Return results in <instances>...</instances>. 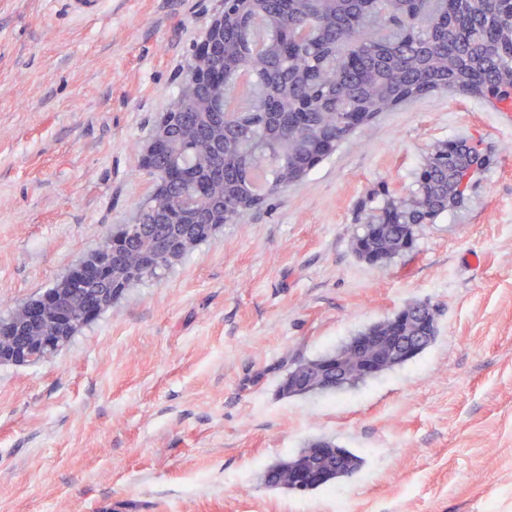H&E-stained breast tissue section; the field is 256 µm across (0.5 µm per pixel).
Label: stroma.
Returning a JSON list of instances; mask_svg holds the SVG:
<instances>
[{"instance_id": "obj_1", "label": "stroma", "mask_w": 512, "mask_h": 512, "mask_svg": "<svg viewBox=\"0 0 512 512\" xmlns=\"http://www.w3.org/2000/svg\"><path fill=\"white\" fill-rule=\"evenodd\" d=\"M224 0H105L57 21L0 0V317L130 223L143 149ZM478 138L465 205L379 267L376 194ZM413 302L435 342L356 388L281 397L290 361ZM316 439L363 459L307 492L264 474ZM512 512V112L436 93L379 114L302 180L127 288L43 359L0 362V512Z\"/></svg>"}]
</instances>
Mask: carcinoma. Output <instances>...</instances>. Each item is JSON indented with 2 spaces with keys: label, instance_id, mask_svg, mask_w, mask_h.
<instances>
[{
  "label": "carcinoma",
  "instance_id": "carcinoma-1",
  "mask_svg": "<svg viewBox=\"0 0 512 512\" xmlns=\"http://www.w3.org/2000/svg\"><path fill=\"white\" fill-rule=\"evenodd\" d=\"M248 14L253 21L233 19L224 30V51L205 65L215 80L205 85L181 84L177 100L185 107L183 126L164 144L153 163V174L176 181L174 192L151 194L140 205L146 223L131 229L123 224L122 248L113 257L112 270L96 280L75 281L71 272L46 293L50 324H35L12 312L0 319L6 342L31 353L54 338L64 346L79 328L100 315L82 311L83 298L107 286L123 290L121 274L136 271L153 279L170 262L164 247L190 239H208L214 224H185L179 192L189 186L200 194L227 224L243 220L241 198L253 188L252 175L265 172L269 194L288 186L283 173L313 168L311 145L334 146L348 136V111L355 104L394 108L396 98L409 88L424 96L461 84L472 95L494 91L502 107L512 110V93L501 85L512 73V44L502 32L512 28V0H254ZM314 97L323 102L320 112H297L295 105ZM477 150L430 154L423 159L416 187L398 199L383 201L381 212L391 216L368 234L354 238L356 253L396 258L412 250L416 228L461 207L471 186L463 177ZM437 335L434 315L408 313L404 336L416 343L419 336ZM379 349L364 352L342 346L327 356L337 358L344 375L356 377L361 364ZM315 360L293 364L306 371L308 385L298 386L283 377V397L309 394L320 373ZM331 453L319 464L334 471L331 482L347 478L363 465L352 451L329 442ZM306 461L302 453L269 468L264 483L271 489H290L289 467Z\"/></svg>",
  "mask_w": 512,
  "mask_h": 512
}]
</instances>
